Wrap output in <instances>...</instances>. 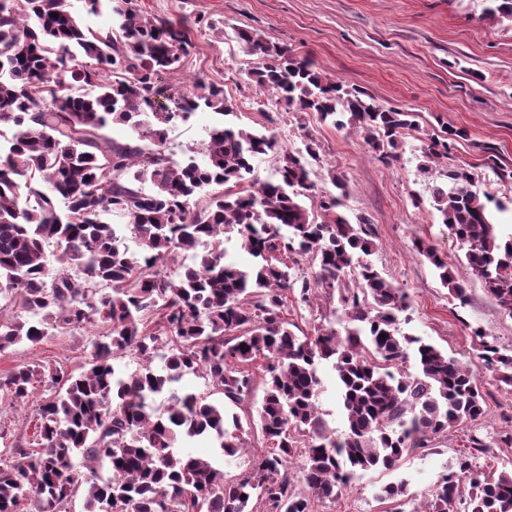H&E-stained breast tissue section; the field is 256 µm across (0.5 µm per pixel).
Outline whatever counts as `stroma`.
<instances>
[{
	"mask_svg": "<svg viewBox=\"0 0 512 512\" xmlns=\"http://www.w3.org/2000/svg\"><path fill=\"white\" fill-rule=\"evenodd\" d=\"M149 15L179 24L192 40L183 60V88L194 82L223 88L248 127L274 135L279 148L301 150L313 138L320 159L313 165L318 189L332 190V177L347 186L342 210L350 221L365 219L371 230L367 260L408 296L399 316L403 332L422 337L471 366L480 380L488 414L449 428L430 448L410 453L391 470L358 473L335 500L319 502L315 512H397L398 501L379 499L390 482L406 483L416 498L433 489L454 467L471 435H494L498 445L480 456L475 469L491 476L512 467V389L496 382L478 357L475 330L512 348V316L504 313L483 283L466 266L464 254L432 205L431 183H444L445 166L432 177L418 170L425 134L464 130L451 157L477 165L475 188L512 201V23L483 18V0H138ZM248 29L312 61L324 74L364 91L377 102L413 113L390 161L378 160L359 137L321 122L316 113H295L275 94L252 80L262 61L247 52L237 32ZM434 244L448 262L469 301L459 306L436 269L417 255L415 239ZM289 325L306 333L341 328L335 299L319 294L310 303L289 301ZM92 332L61 330L37 344L20 342L0 354V377L20 366L63 363L81 371L90 358ZM316 405L336 434L346 430L335 373L319 368ZM46 395L33 383L23 403L10 405L0 393V427L7 445L24 442L30 422ZM263 446L253 430L248 446L235 457L222 456L209 443L184 440L180 454L208 460L225 478L238 477Z\"/></svg>",
	"mask_w": 512,
	"mask_h": 512,
	"instance_id": "stroma-1",
	"label": "stroma"
}]
</instances>
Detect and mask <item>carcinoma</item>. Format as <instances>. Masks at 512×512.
<instances>
[{"label": "carcinoma", "mask_w": 512, "mask_h": 512, "mask_svg": "<svg viewBox=\"0 0 512 512\" xmlns=\"http://www.w3.org/2000/svg\"><path fill=\"white\" fill-rule=\"evenodd\" d=\"M486 2L484 19L512 21V0ZM85 3L112 25H85L73 0H0V294L12 304L9 315L0 307V352L58 329H103L78 374L52 364L0 379L15 400L36 376L50 390L38 407L33 449L0 453V512H22L31 497L40 512H66L80 488L71 473L78 455L112 472L88 483L87 512H314V503L335 499L357 472L391 469L449 428L481 418L477 374L398 329L408 297L360 260L371 252L368 223H351L331 192L318 196L317 215L303 205L314 190V145L279 152L277 179L239 189L255 161L276 150L274 137L226 120L235 108L217 86L178 95L165 86L191 47L184 29L148 17L137 0ZM237 37L265 60L252 73L258 86L295 112L360 134L379 159L395 158L414 127L410 113L365 98L256 33ZM201 108L218 119L175 163L169 132ZM115 124L135 139L114 140ZM451 136L461 132L430 140L422 174L448 158ZM445 178L432 188L442 224L511 316L512 236H502L496 222L506 207L474 191L476 175L464 165L448 168ZM113 215L127 219L136 247L108 222ZM231 233L251 264L225 262ZM414 247L465 304L466 289L436 247L421 238ZM185 252L191 261L178 262ZM303 258L316 265L314 277L296 271ZM351 275L355 288L346 282ZM318 289L338 295L344 334L288 328V298L307 303ZM474 335L484 365L512 387V353L481 331ZM411 346L413 374L401 368ZM129 351L141 365L126 374L116 360ZM325 361L339 384L341 435L316 406ZM257 370L267 448L248 470L227 480L210 462L178 455L177 441L196 437L224 455L237 453L252 423L234 409L251 397ZM188 373L203 374L223 403L173 389ZM165 393L162 410L155 401ZM299 482L306 491L296 489ZM382 497L415 501L403 483L383 487ZM425 512H512V469L483 478L462 455L426 497Z\"/></svg>", "instance_id": "carcinoma-1"}]
</instances>
